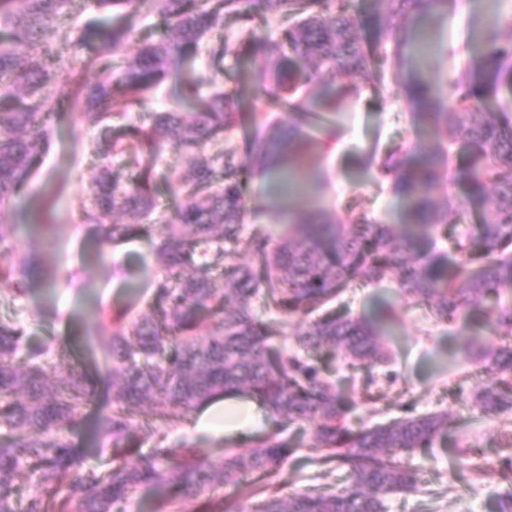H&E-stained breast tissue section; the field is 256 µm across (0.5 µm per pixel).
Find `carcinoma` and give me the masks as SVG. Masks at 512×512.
Masks as SVG:
<instances>
[{"label": "carcinoma", "instance_id": "carcinoma-1", "mask_svg": "<svg viewBox=\"0 0 512 512\" xmlns=\"http://www.w3.org/2000/svg\"><path fill=\"white\" fill-rule=\"evenodd\" d=\"M148 3L171 27L167 41L138 42L132 23L93 30L62 24L59 48L43 42L50 23L70 14L72 0H0V210L26 190L34 169L50 147L49 126L61 112L79 109L87 123L101 128L97 150L103 162L93 177L83 222L102 239L117 242L161 225L155 261L163 274L150 286L147 307L139 313L135 294L125 314L104 317L93 333L112 344V383L120 385L105 422L112 439V460L103 469L83 471L68 435L83 424L94 378L73 368L51 385L48 378L67 358L53 340L28 342L25 326L12 315L9 299L25 291L42 271L28 257L0 267V279L12 288L0 304V512H112L135 489L161 485L172 491L159 505L231 485L243 492L256 485L264 494L256 512H388V498L419 491L420 476L404 457L429 453L448 437V414L402 416L377 425H355L350 414L359 402H379L386 392L373 369L390 361L381 332L334 303L352 283L392 281L401 298L425 304L433 318L452 323L471 312L482 314L465 329L474 340L483 333L505 334L485 355L487 381L474 406L484 416L512 410V304L485 308L494 293H512V111H483L486 97L512 86V29L507 40L495 36L470 49L450 79L439 69H424L431 26L448 13V0H369L384 26L379 46L358 35L351 0H259L267 17L294 21L279 41L254 29L248 37L262 54L254 82L273 88L275 99L294 106L298 120L275 121L254 112L251 121L265 127L257 144L264 170H277L293 186V175L308 176L309 157L319 144L304 129L322 120L332 134L333 114L360 93L352 84L334 88L327 77L344 73L368 77L373 85L400 98L412 115L432 129L436 145L420 144L365 154L380 180L406 211L402 225L383 224L365 212L320 209L305 214L288 208L276 244L264 234L242 235L247 210L245 161L234 148L206 156L202 147L224 142V133L241 125L243 112L233 89L218 88L202 98L216 74L203 72L184 82L183 97L192 112H152L151 126H115L143 104L146 93L168 79L180 78L184 55L198 49L224 17L251 20L247 0H91L103 11L129 16L136 3ZM414 73L400 78L399 57ZM80 70H75V65ZM97 65L107 75L88 84L82 71ZM71 71L62 81L59 73ZM183 152L186 168L174 186L172 212L157 211L153 162L163 147ZM471 157L459 173L468 199L439 207L432 189L444 178L451 147ZM128 155L136 169L132 182L111 168L108 157ZM496 188L476 233L458 231L468 200ZM118 210L136 213L141 224H116ZM436 237L451 242L456 268L448 274L441 256L427 247ZM250 261H235L238 251ZM223 286L216 287V281ZM134 313L130 320L125 315ZM291 318L310 319L293 334L298 352H286L280 339ZM280 320L279 335L269 320ZM341 360L364 371L355 393L336 391L325 374ZM244 396L258 403L274 427L247 439L202 449L186 440L173 445L172 416L186 417L218 398ZM162 407L134 430L143 402ZM312 425L311 447L321 463L348 468L345 486L282 495L284 464L299 450L288 433L295 424ZM153 438L143 452L140 437ZM27 470L34 488L24 494L17 475ZM491 482L512 483V453L497 464L474 469Z\"/></svg>", "mask_w": 512, "mask_h": 512}]
</instances>
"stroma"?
<instances>
[{"instance_id":"35a3bbf8","label":"stroma","mask_w":512,"mask_h":512,"mask_svg":"<svg viewBox=\"0 0 512 512\" xmlns=\"http://www.w3.org/2000/svg\"><path fill=\"white\" fill-rule=\"evenodd\" d=\"M242 28L237 19H225L223 29L209 33L197 53L185 60L184 75L217 67L220 83L238 89L245 113L271 110L279 121H292V111L272 107L270 91L253 84L251 71L257 60L250 49H242L236 58L212 61L211 47L224 39H238ZM335 122L338 142L321 146L311 155L313 168L329 173L331 189L324 195L304 191L295 196V205L306 211L326 206L351 208L368 212L385 224L403 223L402 202L379 186L373 169L364 167L361 159L374 146L384 151L407 143L430 144V129L416 126L401 100L371 90L351 101ZM97 135V129L79 117L60 115L52 128L51 146L25 197L0 214V223L14 228L6 242L0 243V261L33 254L40 258L44 270L41 281L28 285L15 297L18 320L34 336H51L65 344L71 352L69 366L97 370L93 402L82 427L70 437L82 467L87 469L99 466L111 455L110 439L101 421L111 410L114 393L109 344L103 338H88L87 333L100 310L113 316L121 311L128 283L118 273V266L137 264L147 279L160 273L153 257V238L140 237L112 247L101 243L92 225L80 221L99 164L90 149ZM245 190L250 208L244 220L245 233L259 230L277 238L279 225L268 208L281 199V189L266 175L249 173ZM74 271L79 274V283L72 287L66 280ZM392 296L391 284L359 281L349 288L345 300L352 314L379 325L384 303ZM34 309L48 311L49 319L30 321ZM390 336V346L398 355L396 368L405 380L404 390L393 394L387 403L357 408L354 418L383 423L399 415L401 405L407 404L415 415L447 412L451 427L447 447L436 448L431 456L418 453L410 458V465L423 481L421 490L390 498L389 512H496L504 484L486 482L471 468H456L452 448L459 444L476 448L481 462L488 463L496 459L512 432V412L486 417L472 407L482 376L481 355L496 346L497 335L489 333L480 341H472L460 323L436 321L425 307L404 302Z\"/></svg>"}]
</instances>
